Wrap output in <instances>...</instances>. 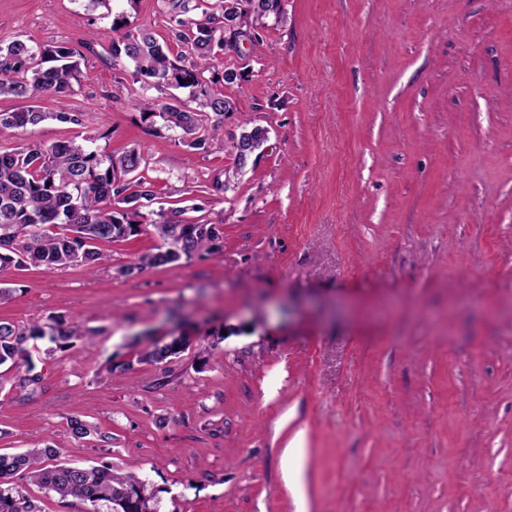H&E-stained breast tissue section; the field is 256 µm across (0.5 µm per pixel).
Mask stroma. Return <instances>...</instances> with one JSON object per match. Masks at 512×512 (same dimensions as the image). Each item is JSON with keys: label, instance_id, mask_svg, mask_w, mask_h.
I'll use <instances>...</instances> for the list:
<instances>
[{"label": "stroma", "instance_id": "stroma-1", "mask_svg": "<svg viewBox=\"0 0 512 512\" xmlns=\"http://www.w3.org/2000/svg\"><path fill=\"white\" fill-rule=\"evenodd\" d=\"M287 21L224 66L236 106L192 151L148 134L108 53L122 12L165 0H0V44L80 49L52 117L0 149L99 132L147 159L154 207L222 225L219 249L124 277L146 230L95 272L0 271V318L63 314L29 343L36 393L0 375V451L112 463L159 512H512V13L500 0H283ZM82 111L83 126L54 120ZM268 129L222 195L247 125ZM192 343L141 362L156 338ZM78 417L111 436L74 437Z\"/></svg>", "mask_w": 512, "mask_h": 512}]
</instances>
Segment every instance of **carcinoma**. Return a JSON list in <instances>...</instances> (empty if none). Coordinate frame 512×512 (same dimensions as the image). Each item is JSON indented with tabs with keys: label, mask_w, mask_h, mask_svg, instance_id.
<instances>
[{
	"label": "carcinoma",
	"mask_w": 512,
	"mask_h": 512,
	"mask_svg": "<svg viewBox=\"0 0 512 512\" xmlns=\"http://www.w3.org/2000/svg\"><path fill=\"white\" fill-rule=\"evenodd\" d=\"M189 2L168 0L169 36L161 39L147 28L130 27L125 14L115 15L110 53L112 61L132 65L131 81L142 89L189 90L187 101L172 94L164 101L142 97L135 107L148 133L171 132L183 146L203 150L208 140L223 133L224 115L235 111L219 84H231L241 76L234 69L216 71L214 61L226 54L222 20L238 22L240 34L245 35V28L252 23L262 26L264 20L271 19L282 24L287 17L282 0H218L220 12L204 10L197 18H187ZM174 44L180 51H172ZM81 60L80 51L64 42L40 46L15 39L0 46V96L27 102L16 111L0 112V134L37 126L50 117L83 125L80 111L50 114L36 105L46 94L73 90L82 75ZM207 72L212 76L206 77ZM98 138L94 133L79 140L0 151V269L36 267L51 273L82 266L92 271L104 261L96 242L123 239L148 226L162 245L140 262L120 266L118 274L133 276L146 265L175 264L219 247L223 239L219 224L187 222L181 209L141 212L155 199L151 182L136 176L147 160L134 148L118 157L90 149L89 144ZM266 141L263 127L240 134L232 145L237 168L224 171L222 179H213L208 191L224 193L238 169ZM77 333L78 326L62 315L44 325L27 327L1 319L0 367H26L20 388L36 387L42 378L29 375L28 340L48 334L64 351ZM187 345L183 336L157 342L143 353L142 360L166 363ZM68 427L77 438L99 435L95 425L77 417L69 419ZM101 441L107 437L101 436ZM17 475L62 501L75 498L88 503L93 512H99L101 506L106 512H157L154 492L135 474L116 473L107 462L85 466L62 461L51 447L0 453V512H42L36 500L11 482Z\"/></svg>",
	"instance_id": "carcinoma-1"
}]
</instances>
